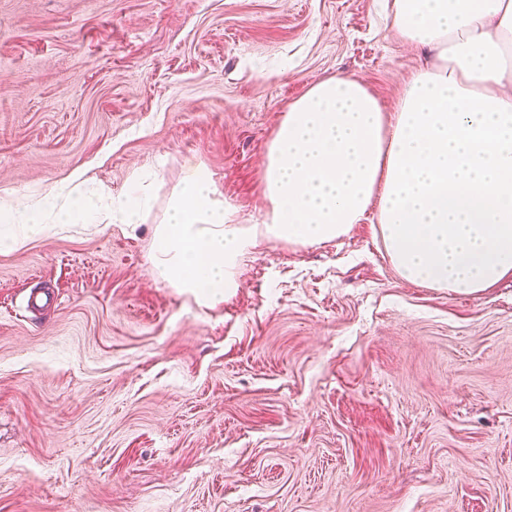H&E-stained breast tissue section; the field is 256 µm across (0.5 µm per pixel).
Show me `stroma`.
Returning <instances> with one entry per match:
<instances>
[{
  "label": "stroma",
  "instance_id": "1",
  "mask_svg": "<svg viewBox=\"0 0 512 512\" xmlns=\"http://www.w3.org/2000/svg\"><path fill=\"white\" fill-rule=\"evenodd\" d=\"M425 60L384 0H0V203L158 171L136 227L0 249V512H512V278L406 283L365 222L206 311L148 259L186 164L259 219L289 104Z\"/></svg>",
  "mask_w": 512,
  "mask_h": 512
}]
</instances>
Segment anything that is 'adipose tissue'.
I'll return each instance as SVG.
<instances>
[{"instance_id":"1","label":"adipose tissue","mask_w":512,"mask_h":512,"mask_svg":"<svg viewBox=\"0 0 512 512\" xmlns=\"http://www.w3.org/2000/svg\"><path fill=\"white\" fill-rule=\"evenodd\" d=\"M391 12L396 36L432 56L394 112L351 76L312 85L267 145L257 222L187 165L149 253L169 287L214 307L258 242L314 246L370 218L405 282L471 295L512 276V0H392ZM147 179L134 174L112 197L75 175L0 207V249L67 224L139 223L152 209Z\"/></svg>"}]
</instances>
